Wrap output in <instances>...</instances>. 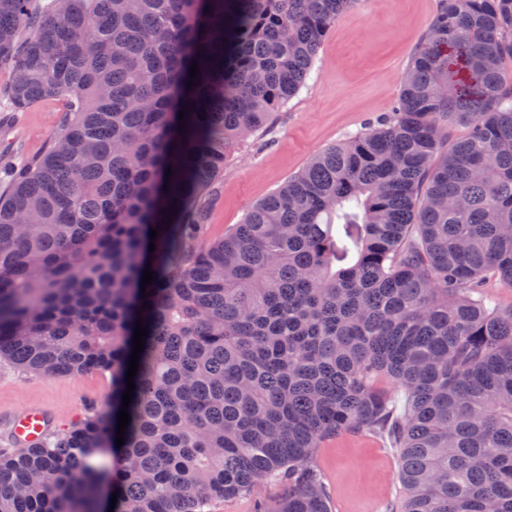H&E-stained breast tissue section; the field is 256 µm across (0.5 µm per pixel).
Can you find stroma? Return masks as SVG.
Returning a JSON list of instances; mask_svg holds the SVG:
<instances>
[{
	"label": "stroma",
	"mask_w": 512,
	"mask_h": 512,
	"mask_svg": "<svg viewBox=\"0 0 512 512\" xmlns=\"http://www.w3.org/2000/svg\"><path fill=\"white\" fill-rule=\"evenodd\" d=\"M438 0H360L337 17L299 93L224 165L210 206L209 235L241 223L248 210L317 152L364 130L396 105L411 56ZM63 101L25 112H0V165L18 166L40 153L63 115ZM112 390L110 374L43 377L0 359V411L42 402L65 425L84 419ZM317 465L333 512H389L401 483L397 455L385 438L366 432L328 440Z\"/></svg>",
	"instance_id": "35a3bbf8"
}]
</instances>
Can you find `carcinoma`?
Instances as JSON below:
<instances>
[{"label": "carcinoma", "instance_id": "1", "mask_svg": "<svg viewBox=\"0 0 512 512\" xmlns=\"http://www.w3.org/2000/svg\"><path fill=\"white\" fill-rule=\"evenodd\" d=\"M360 2L0 0V98L66 100L0 186V359L112 377L106 408L0 451V512H205L275 483L255 512H332L315 454L356 432L398 455L391 512H512V309L484 292L512 289V0H440L397 108L204 239L224 161Z\"/></svg>", "mask_w": 512, "mask_h": 512}]
</instances>
